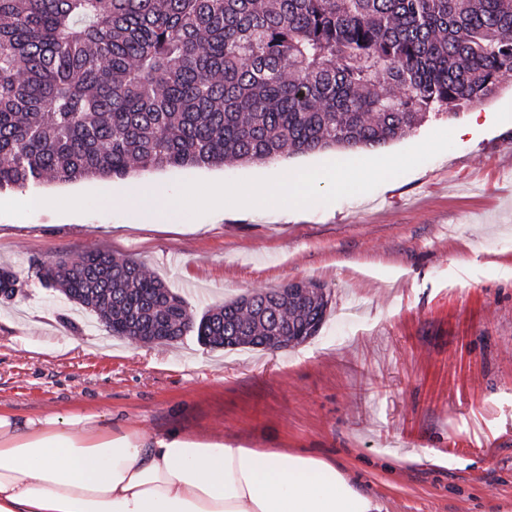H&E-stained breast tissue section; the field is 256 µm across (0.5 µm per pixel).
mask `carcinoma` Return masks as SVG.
I'll list each match as a JSON object with an SVG mask.
<instances>
[{
    "instance_id": "1",
    "label": "carcinoma",
    "mask_w": 512,
    "mask_h": 512,
    "mask_svg": "<svg viewBox=\"0 0 512 512\" xmlns=\"http://www.w3.org/2000/svg\"><path fill=\"white\" fill-rule=\"evenodd\" d=\"M512 73V0H0V193L150 169L377 147ZM112 335L155 322L210 348L275 351L329 304L258 290L196 316L130 257L38 267Z\"/></svg>"
}]
</instances>
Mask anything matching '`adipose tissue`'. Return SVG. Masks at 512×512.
<instances>
[{
    "instance_id": "adipose-tissue-1",
    "label": "adipose tissue",
    "mask_w": 512,
    "mask_h": 512,
    "mask_svg": "<svg viewBox=\"0 0 512 512\" xmlns=\"http://www.w3.org/2000/svg\"><path fill=\"white\" fill-rule=\"evenodd\" d=\"M324 460L0 408V512H382Z\"/></svg>"
}]
</instances>
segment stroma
<instances>
[{
  "instance_id": "stroma-1",
  "label": "stroma",
  "mask_w": 512,
  "mask_h": 512,
  "mask_svg": "<svg viewBox=\"0 0 512 512\" xmlns=\"http://www.w3.org/2000/svg\"><path fill=\"white\" fill-rule=\"evenodd\" d=\"M437 129L455 131L452 149L372 192L307 209L225 207L166 223L121 205L49 207L103 192L101 179L9 192L45 204L0 215V265L24 283L0 305V406L108 412L113 429L150 438L321 458L383 512H512V75L495 97L382 147L136 178L168 193L268 178L396 153ZM93 249L146 264L198 313L311 280L331 292L326 321L277 351L212 350L192 336L134 344L32 269Z\"/></svg>"
}]
</instances>
